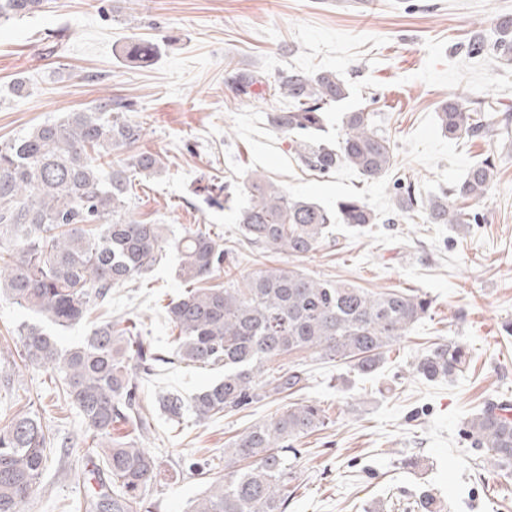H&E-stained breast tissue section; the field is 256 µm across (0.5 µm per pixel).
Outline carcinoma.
Segmentation results:
<instances>
[{
    "mask_svg": "<svg viewBox=\"0 0 512 512\" xmlns=\"http://www.w3.org/2000/svg\"><path fill=\"white\" fill-rule=\"evenodd\" d=\"M44 2L0 0V25L40 12ZM495 30L491 43L474 32L468 52L512 61V15H499ZM157 52L156 44L138 37L127 43L124 56L139 66L152 62ZM256 83L246 71L232 76L243 95ZM275 90L288 99V109L269 114L268 123L299 139L295 152L305 166L325 175L349 166L371 181L393 166L391 138L379 127V113L367 109L349 113L336 145L306 141L323 127L324 112L349 95L337 73L293 69L278 76ZM134 111L133 102L109 96L0 144V296L37 317L19 330L27 358L58 381L110 475L112 492L99 497L95 512H142L158 477L152 454L120 426L147 431L156 408L172 421L187 410L205 421L271 396L296 394L304 389L305 372L294 365L271 372L267 364L305 351L372 375L384 350L430 309V301L414 292L371 291L282 267L260 270L241 284L230 280L222 288H196L220 274L225 259L224 248L197 230L173 242L179 276L192 287L165 307L178 330L169 352L153 349L110 317L78 343L61 347L52 330L109 306L113 288L144 277L163 258L162 225L143 224L125 213L130 174H158L162 168L159 155L135 150L143 126L132 118ZM438 118L450 139L490 137L500 124L497 113L471 109L459 96L448 97ZM120 150L127 157L111 163L105 183L102 160ZM493 171L487 158L449 193L426 201L417 196L414 182L398 179L396 207L386 223L396 224L422 207L430 224H477L478 213L449 203L448 196L485 198ZM378 221L357 196L329 209L292 197L258 174L236 215L248 243L295 257L315 251L331 224L364 227ZM174 359L221 365L224 379L189 399L177 391L146 396L138 376L149 377L155 366ZM466 361L462 347L438 343L413 363V371L440 381L462 371ZM325 419L318 403H295L232 436L224 448V476L209 482L190 512H288V484L299 453L290 443L321 430ZM464 435L494 468L512 471V414L489 401L467 422ZM49 443L47 427L31 411L17 413L0 429V512H24L47 466Z\"/></svg>",
    "mask_w": 512,
    "mask_h": 512,
    "instance_id": "1",
    "label": "carcinoma"
}]
</instances>
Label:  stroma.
I'll return each mask as SVG.
<instances>
[{
    "label": "stroma",
    "instance_id": "obj_1",
    "mask_svg": "<svg viewBox=\"0 0 512 512\" xmlns=\"http://www.w3.org/2000/svg\"><path fill=\"white\" fill-rule=\"evenodd\" d=\"M512 0H46L31 17L0 27V143L23 137L47 120L64 119L104 96L132 99L144 123L140 150L158 154L163 170L138 176L128 214L162 224L168 239L201 230L227 252L214 284L269 267H290L321 279L375 291L416 290L433 304L427 317L385 354L376 377L350 365L296 355L307 373L301 399L321 405L326 427L298 438L288 512H512V476L483 462L462 432L489 399L512 400V63L471 57L473 31L494 37L498 15ZM134 37L155 42L145 67L126 61ZM332 70L350 95L326 114L335 140L347 113L371 107L394 143V165L378 181L342 167L308 169L290 137L273 130L269 113L288 102L274 94L279 72ZM258 79L250 102L231 86L235 72ZM29 95H13L16 79ZM461 95L470 107H492L505 122L492 138L452 140L438 124L439 104ZM495 165L489 195L474 206L481 221L460 230L424 216L369 229L336 224L317 251L291 257L243 244L234 213L210 207L205 186L228 182L245 192L258 172L293 197L335 205L362 197L380 216L394 208L396 177H414L422 198L448 191L484 159ZM146 279L113 288L112 317L130 318L152 346H170L165 307L184 290L179 256ZM27 311L0 297V428L33 410L53 440L48 463L25 512H86L111 487L103 465L87 455L79 412L30 363L18 336ZM452 342L469 364L452 380L429 382L411 365L435 342ZM223 369L175 362L143 382L145 394L191 395L219 380ZM266 400L234 415L182 422L155 415L144 446L159 469L146 503L150 512H189L208 481L224 474V444L253 423L282 411ZM205 474L191 472V462Z\"/></svg>",
    "mask_w": 512,
    "mask_h": 512
}]
</instances>
